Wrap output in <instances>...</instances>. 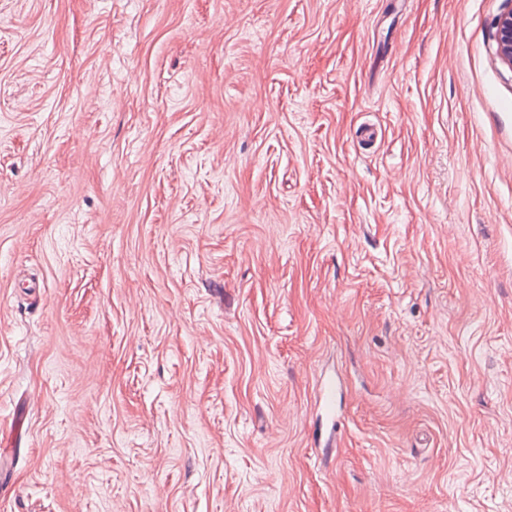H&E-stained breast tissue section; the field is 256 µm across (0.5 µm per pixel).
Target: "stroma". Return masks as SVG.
<instances>
[{
  "instance_id": "obj_1",
  "label": "stroma",
  "mask_w": 512,
  "mask_h": 512,
  "mask_svg": "<svg viewBox=\"0 0 512 512\" xmlns=\"http://www.w3.org/2000/svg\"><path fill=\"white\" fill-rule=\"evenodd\" d=\"M511 10L0 0V512H512ZM496 43L501 58L512 66V10L496 22Z\"/></svg>"
}]
</instances>
